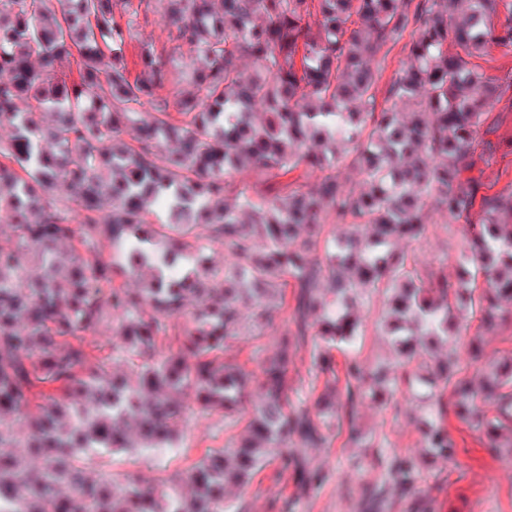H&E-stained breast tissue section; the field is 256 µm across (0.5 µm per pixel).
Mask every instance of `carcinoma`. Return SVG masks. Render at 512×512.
Instances as JSON below:
<instances>
[{"label":"carcinoma","mask_w":512,"mask_h":512,"mask_svg":"<svg viewBox=\"0 0 512 512\" xmlns=\"http://www.w3.org/2000/svg\"><path fill=\"white\" fill-rule=\"evenodd\" d=\"M136 2L145 0H0V128L12 129L0 140V212L14 240L0 245V512L16 494L13 512H239L229 491L250 483L269 449H281L282 470L294 468L298 484L314 486L321 473L300 449L327 442V418L339 412L350 423L364 399L403 393L432 400L418 418L425 457L455 456L451 408L490 448L512 454V358L484 363L477 334L466 359L435 355L448 327L468 329L474 316L491 328L512 304V189L481 195L472 175L486 115L512 77L489 78L469 61L493 45L512 50V8L157 0L174 40L203 60L186 76L152 43L138 46L130 71ZM399 44L410 64L379 105V77ZM244 55L260 66L245 72ZM186 81L192 93L182 96ZM340 163L360 169L362 185L342 183ZM300 167L320 176L282 181ZM246 170L258 181L240 187L233 174ZM62 188L69 197L58 196ZM230 194L248 221L226 205ZM430 202L445 224L479 219L454 281L398 248L427 235ZM156 205L164 224L146 219ZM331 224L351 232L339 240ZM205 239L224 242L233 262L189 261ZM108 241L122 265L105 257ZM158 254L185 261L180 274ZM116 275L145 285L116 288ZM363 289L386 296L384 327L398 355L368 377L354 358L337 371L332 355L361 337L353 303ZM244 306L254 329L284 316L278 351L255 372L234 349ZM109 311L118 315L112 363L136 370L132 385L108 373L86 339ZM309 340L326 375L311 404L291 385L294 353ZM187 393L224 414L226 427L246 419L244 439L147 489L118 488L81 465L92 448L174 447ZM31 406L20 456L9 451L14 419ZM386 465L415 491L408 457Z\"/></svg>","instance_id":"cac0c4a2"}]
</instances>
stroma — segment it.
Instances as JSON below:
<instances>
[{
    "instance_id": "stroma-1",
    "label": "stroma",
    "mask_w": 512,
    "mask_h": 512,
    "mask_svg": "<svg viewBox=\"0 0 512 512\" xmlns=\"http://www.w3.org/2000/svg\"><path fill=\"white\" fill-rule=\"evenodd\" d=\"M171 30L161 10L148 12L132 31L126 56H133L135 45L151 42L173 52L180 67H196L194 52L188 45L171 41ZM490 120L494 131L488 139L496 151L482 167V181L499 191L512 182V90L495 104ZM428 221L426 237L412 244L411 252L423 261L440 263L448 276H456L457 257L465 244L464 225H444L433 212ZM383 306L382 296L368 294L363 296L358 310L366 336L357 358L368 373L391 356L375 325ZM418 413V401L406 395L383 405L363 402L356 411L355 423L367 439L365 445L350 444L343 432L321 447L307 449V461L323 474L318 488L296 489L275 455L250 486L232 492L231 498L244 512H275L286 497L293 500L294 512H370L367 488L384 481L386 458L404 455L419 460L418 494L413 497L391 490L381 512H512V456L493 454L478 433L452 417L448 430L457 443L455 460L422 461L420 433L415 424ZM242 432L239 425L225 427L223 414L195 411L189 415L176 447L132 455L93 453L88 463L98 475L118 483L133 476L143 483L156 484L183 471L207 451L224 447Z\"/></svg>"
}]
</instances>
